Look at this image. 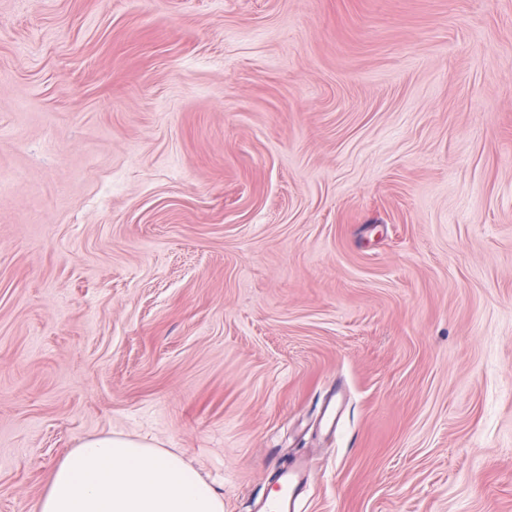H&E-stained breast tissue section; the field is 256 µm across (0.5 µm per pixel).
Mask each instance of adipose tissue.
Listing matches in <instances>:
<instances>
[{
  "label": "adipose tissue",
  "mask_w": 512,
  "mask_h": 512,
  "mask_svg": "<svg viewBox=\"0 0 512 512\" xmlns=\"http://www.w3.org/2000/svg\"><path fill=\"white\" fill-rule=\"evenodd\" d=\"M34 512H224V497L177 453L107 434L65 452Z\"/></svg>",
  "instance_id": "ef3b65f1"
}]
</instances>
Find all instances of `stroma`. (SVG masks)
Listing matches in <instances>:
<instances>
[{"mask_svg":"<svg viewBox=\"0 0 512 512\" xmlns=\"http://www.w3.org/2000/svg\"><path fill=\"white\" fill-rule=\"evenodd\" d=\"M111 433L512 512V0H0V512Z\"/></svg>","mask_w":512,"mask_h":512,"instance_id":"stroma-1","label":"stroma"}]
</instances>
